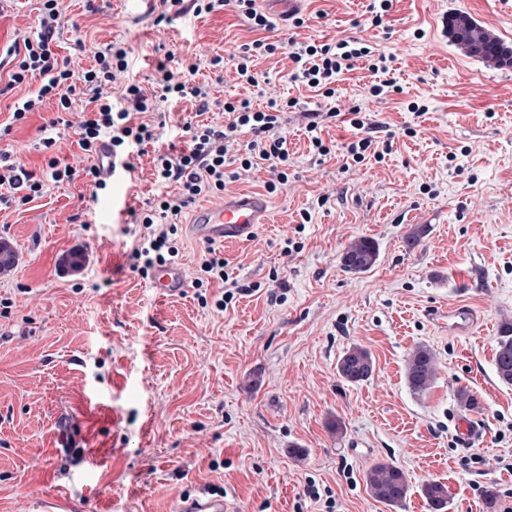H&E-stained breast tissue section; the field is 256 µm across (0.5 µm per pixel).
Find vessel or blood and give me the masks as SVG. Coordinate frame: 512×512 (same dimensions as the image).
Wrapping results in <instances>:
<instances>
[{
  "label": "vessel or blood",
  "instance_id": "vessel-or-blood-1",
  "mask_svg": "<svg viewBox=\"0 0 512 512\" xmlns=\"http://www.w3.org/2000/svg\"><path fill=\"white\" fill-rule=\"evenodd\" d=\"M265 11L282 21L294 16L303 0H260ZM270 204L264 197L242 194L227 197L199 206L193 213L190 232L199 241L206 243H232L252 238L258 225L268 223ZM151 286L159 294L175 296L182 294L187 286L184 268L177 263H167L154 269ZM429 322L445 334H465L476 322L475 311L463 305L453 307L440 304L429 308ZM227 504L220 495L208 492L184 498L178 512H226Z\"/></svg>",
  "mask_w": 512,
  "mask_h": 512
}]
</instances>
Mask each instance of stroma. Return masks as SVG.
I'll use <instances>...</instances> for the list:
<instances>
[{
  "label": "stroma",
  "mask_w": 512,
  "mask_h": 512,
  "mask_svg": "<svg viewBox=\"0 0 512 512\" xmlns=\"http://www.w3.org/2000/svg\"><path fill=\"white\" fill-rule=\"evenodd\" d=\"M370 4L307 0L304 27L284 32L300 41L354 37L395 57L389 78L400 93L365 100L372 75L364 69L336 85L340 103L361 105L394 133L384 159L348 169L343 155L311 148L303 113L329 104L290 83L287 56L259 60L260 87L217 83L208 60L255 37L230 9L158 27L159 0L146 8L63 0L62 40L75 68L91 65L90 46L113 40L132 47L138 81L165 50L196 55L195 80L217 101L206 122H223L227 98L260 107L297 99L284 122L292 166L287 187L268 195L270 223L247 243L223 246L235 275L255 286L223 313L192 287L159 295L129 268L125 210L156 192L149 156L134 174L116 172L91 206L78 178L0 211V241L17 254L0 275V299L10 301L0 316V512H42L49 493L82 512H171L175 498L215 486L234 512H323L311 485L335 499L336 512H429L420 493L427 479L447 486V512H487L489 490L499 508L512 507V386L494 368L501 326L512 322V68L477 61L448 37L449 16L463 12L512 46V0H393L382 28ZM39 6L5 7L0 42L19 30L37 35ZM28 91L0 96V153L34 170L51 151L84 167L72 131L44 146L54 105L12 124L10 107ZM410 101L422 111H409ZM116 192L121 201L106 213L101 202ZM415 224L425 234L410 249L404 237ZM361 236L375 240L378 260L346 272L341 254ZM290 240L301 248L287 256ZM71 253L84 255L82 272L64 269ZM442 301L474 309L475 329L436 331L424 312ZM353 345L375 364L360 384L336 372ZM419 345L438 367L422 396L404 379ZM461 389L477 399L472 414L486 430L467 452L457 433ZM474 454L481 463H470ZM389 459L411 482L397 511L365 483L368 467Z\"/></svg>",
  "instance_id": "obj_1"
}]
</instances>
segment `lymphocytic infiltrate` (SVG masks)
<instances>
[{"label": "lymphocytic infiltrate", "instance_id": "lymphocytic-infiltrate-1", "mask_svg": "<svg viewBox=\"0 0 512 512\" xmlns=\"http://www.w3.org/2000/svg\"><path fill=\"white\" fill-rule=\"evenodd\" d=\"M61 0H41L40 31L36 37L16 36L11 44L0 46V76H6V90L37 82L35 92L15 101L13 122L27 119L46 103L57 110L78 113L74 138L88 160L83 171H76L60 158L49 157L41 172L29 171L24 165L0 155V205H22L44 197L51 186L84 176L93 190L107 189L105 171L136 169V159L150 155L153 175L161 188L148 208H129L132 224L140 233L128 255L130 269L141 277H149L159 265L178 259L180 238L177 219L184 209L206 196L224 193L227 186L240 181L258 165H265L270 178L264 187L268 193L283 189L289 182L290 157L287 139L282 135L286 109L295 107V100L269 101L265 108H256L250 99L225 101L224 124L185 121L181 127V143H163L159 125L150 115L163 103L186 100L196 114L208 112L213 98L208 87L195 84L199 61L167 52L155 64V77L150 86L126 80L130 47L113 41L95 48L90 68L73 70L68 57L60 53L58 32L62 26ZM177 14L199 15L212 12L216 6L230 7L244 17L257 39L242 44L234 62L232 78L236 83L259 86L261 76L256 69L260 58L287 53L291 63L289 78L324 99L330 100L329 111H311L306 115L310 144L319 155L335 156V145L326 143L321 129L328 118H337L357 130L356 139L346 146L353 163L366 160L368 153L378 150L375 138L379 125L369 122L360 107L334 106L336 84L354 70L358 61H365L368 71L378 75V82L367 86L370 97L383 99L397 92L388 80L391 57L373 54L359 39L332 42L312 39H274L275 24L270 16L256 6V0H160ZM121 84L120 95H113V84ZM222 285L220 298L213 302L218 311H225L235 295L250 292V285L234 276L220 248L208 245L200 254L197 275L192 285L206 288Z\"/></svg>", "mask_w": 512, "mask_h": 512}]
</instances>
